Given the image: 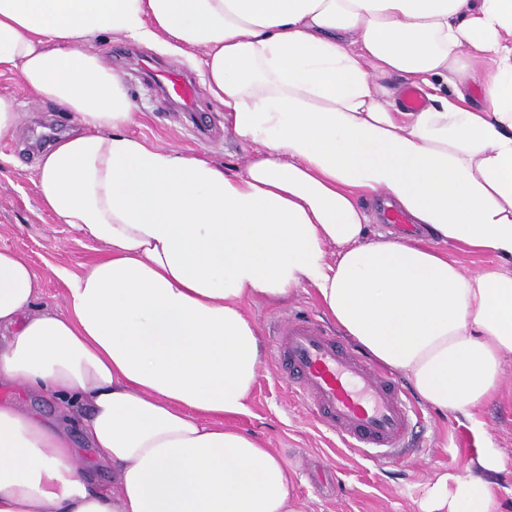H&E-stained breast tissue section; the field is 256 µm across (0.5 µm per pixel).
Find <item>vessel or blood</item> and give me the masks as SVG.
Wrapping results in <instances>:
<instances>
[{"mask_svg": "<svg viewBox=\"0 0 512 512\" xmlns=\"http://www.w3.org/2000/svg\"><path fill=\"white\" fill-rule=\"evenodd\" d=\"M161 104L197 109L199 90L183 73L144 68ZM272 355L282 377L318 420L348 447L376 461L394 460L409 442L414 411L403 389L319 322L300 316L275 324Z\"/></svg>", "mask_w": 512, "mask_h": 512, "instance_id": "b4317fda", "label": "vessel or blood"}]
</instances>
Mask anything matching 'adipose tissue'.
I'll return each instance as SVG.
<instances>
[{
  "instance_id": "1",
  "label": "adipose tissue",
  "mask_w": 512,
  "mask_h": 512,
  "mask_svg": "<svg viewBox=\"0 0 512 512\" xmlns=\"http://www.w3.org/2000/svg\"><path fill=\"white\" fill-rule=\"evenodd\" d=\"M106 32L202 52L205 91L254 148L242 171L129 135L137 106L97 49ZM14 70L79 125L37 160L43 209L107 253L57 267L58 311L0 249V385L50 392L65 416L0 402V512H300L287 468L234 421L261 364L245 302L305 283L439 411L494 397L512 272L464 273L440 246L512 261V0H0V74ZM391 74L429 106L401 110ZM380 192L432 244L366 240L358 199ZM476 463L432 484L423 512H498V457Z\"/></svg>"
}]
</instances>
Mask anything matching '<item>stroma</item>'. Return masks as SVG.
<instances>
[{
    "instance_id": "obj_1",
    "label": "stroma",
    "mask_w": 512,
    "mask_h": 512,
    "mask_svg": "<svg viewBox=\"0 0 512 512\" xmlns=\"http://www.w3.org/2000/svg\"><path fill=\"white\" fill-rule=\"evenodd\" d=\"M98 48L113 69L123 73L140 115L130 135L164 148L205 153L226 171L238 172L253 149L237 140L224 120V109L200 96L198 109L159 110L153 88L135 74L138 60L188 71L200 78L202 56L189 50L170 56L122 37L103 34ZM0 95L15 98L23 115L15 138L0 139V248L25 257L39 274L43 289L39 305L64 310L67 285L55 269L67 266L81 272L85 264L106 252L103 243L84 239L74 228L55 223L38 201L34 164L39 143L57 141L78 125L52 102H32L18 72L0 75ZM245 310L258 324L265 350L249 415L236 419L237 427L272 448L294 476L292 492L302 512H422L430 484L443 475H457L472 466L475 445L494 448L501 468L495 477L499 512H512V355L503 359L497 396L477 408L484 438L476 440L462 416L440 412L428 403L420 408L427 428L418 446L408 448L397 462L386 464L361 456L346 447L289 391L269 352L273 324L278 316L300 311L317 320L326 315L311 286L293 290L286 300L246 303Z\"/></svg>"
}]
</instances>
